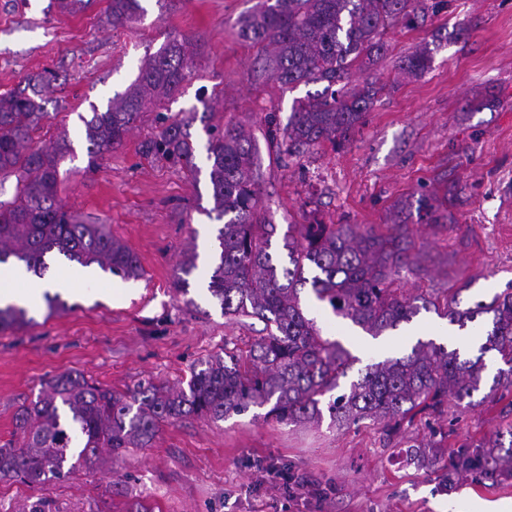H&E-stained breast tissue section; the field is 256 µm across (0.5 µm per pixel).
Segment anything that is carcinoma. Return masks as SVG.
<instances>
[{"label":"carcinoma","instance_id":"obj_1","mask_svg":"<svg viewBox=\"0 0 512 512\" xmlns=\"http://www.w3.org/2000/svg\"><path fill=\"white\" fill-rule=\"evenodd\" d=\"M444 0H260L240 21L241 32L262 47V71L284 86L324 82L323 91L294 107L280 127L273 112L265 116L268 150L290 155L350 139L384 86L358 73H371L386 51L385 36L400 24L439 13ZM142 0H107L106 21L114 27L142 19ZM186 38L170 34L149 55L128 89L109 100L105 111L92 108L81 117L87 152L100 160L121 146L152 108L171 99L188 77L191 60ZM423 47L402 56L397 70L419 76L430 67ZM45 77L0 94V178L20 171L15 193L0 199V264L8 262L42 277L46 257L56 252L83 268L97 266L124 280L143 277L135 252L112 235L108 224H87L57 200L61 162L72 152L66 137L31 147L32 133L46 116L40 102ZM214 103L198 99L189 115L163 120L159 132L140 145L145 156H160L199 171L188 127L196 120L207 134L206 159L218 250L208 290L238 321L264 323L244 357L233 351L199 361L188 389L171 391L151 382L124 392L104 388L71 373L55 377L14 416L12 439L0 447V475L29 486L63 480L83 467L112 460L130 448H148L164 424L206 415L222 420L252 407L269 406L265 417L280 423H331L349 426L364 419L383 424L386 432L419 415L442 416L448 402L498 404L512 391V282L488 302L460 308L457 288L444 306L405 294L394 284L404 270L413 272L407 225L390 224L388 233L361 231L358 224H288L282 235L287 260L271 250L278 225L259 205L261 158L255 138L235 124L208 123ZM443 189L419 194V218L428 224L456 223ZM197 255L180 265L174 287L184 292L196 269ZM310 285L315 299L373 337L409 323L430 309L464 328L484 318L490 323L478 354L470 356L434 339L418 340L411 351L369 364L336 393L359 358L338 339L322 335L300 304V289ZM33 319L13 304L0 306V333L30 326ZM501 364L488 377L486 357ZM446 435L431 443L432 465L446 480L477 473L496 482L512 477V423L474 445L445 455Z\"/></svg>","mask_w":512,"mask_h":512}]
</instances>
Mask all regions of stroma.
<instances>
[{"mask_svg":"<svg viewBox=\"0 0 512 512\" xmlns=\"http://www.w3.org/2000/svg\"><path fill=\"white\" fill-rule=\"evenodd\" d=\"M256 2L174 0L164 8L146 0L143 21L115 29L105 19L106 0L77 15L61 14L55 0H0V93L50 75L47 117L34 138L64 132L76 152L62 164L70 175L58 196L71 211L109 224L144 270L130 282L104 273L91 287L69 281L61 294L69 309L54 316L42 292L31 290L34 325L0 333V445L12 437L18 406L56 376L79 373L120 392L145 381L177 390L198 361L228 348L246 354L260 336L262 322L227 320L208 290L221 223L210 214L204 156L196 158V176L143 157L140 144L157 127L148 112L90 172L79 120L124 92L171 32L189 38L194 68L165 113L188 111L204 97L216 104L215 125L237 122L258 136L265 113L287 120L294 101L321 86L289 90L255 72L256 50L236 21ZM386 41L378 67L386 88L353 139L263 157L261 203L277 224L322 220L378 233L408 225L421 270L402 272L399 287L431 300L458 287L466 307L490 301L512 281V0H447L437 15L398 26ZM422 45L432 51L428 71L399 78L395 60ZM440 180L456 187L457 222L447 228L420 221L416 211L419 194ZM190 251L197 268L181 293L173 282ZM310 315L364 365L409 352L419 329L450 347L484 333L481 322L461 330L432 311L378 338L338 322L330 308ZM264 414L257 407L222 421L194 416L167 424L151 447L42 486L0 478V512L41 498L56 512H136L141 504L153 512H478L483 503H512V479L470 477L441 487L426 448L431 418L389 435L369 420L339 428ZM506 422L500 406L482 403L449 407L441 425L454 451Z\"/></svg>","mask_w":512,"mask_h":512,"instance_id":"stroma-1","label":"stroma"}]
</instances>
